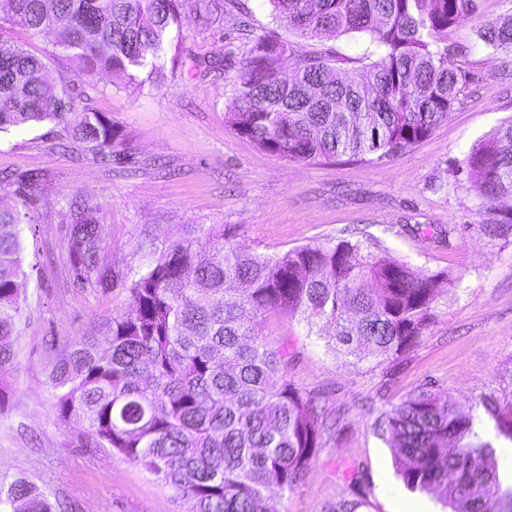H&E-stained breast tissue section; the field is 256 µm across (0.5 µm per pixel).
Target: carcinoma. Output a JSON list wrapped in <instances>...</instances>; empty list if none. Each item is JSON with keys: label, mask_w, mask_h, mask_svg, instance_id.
Listing matches in <instances>:
<instances>
[{"label": "carcinoma", "mask_w": 512, "mask_h": 512, "mask_svg": "<svg viewBox=\"0 0 512 512\" xmlns=\"http://www.w3.org/2000/svg\"><path fill=\"white\" fill-rule=\"evenodd\" d=\"M273 22L306 39L368 37L361 66L312 52L291 75L287 44L250 38L227 112L236 134L289 161H367L429 138L455 109L468 74L448 67V29L476 15V0H265ZM185 0H0V25L56 33L57 54L80 75L109 73L142 92L177 73L164 46L181 29ZM483 46L512 48V16L483 21ZM49 57L0 44V132L64 126L109 164L116 134L102 112L79 109L68 86L46 78ZM477 197L512 199V120L478 143L456 169ZM39 176L17 180V204L0 207V372L16 360L22 304L21 224ZM66 237L76 288H120L124 306L97 334L45 342L57 418L86 424L82 448L111 449L187 499L190 512H276L267 492L294 489L316 454L326 421L320 396L287 379L288 352L259 331L271 314L296 317L327 351L358 365L412 347L440 306V275L426 276L385 250L349 240L263 254L224 231L188 224L162 247L137 243L138 270L112 274L104 259L100 205L67 201ZM512 239V206L479 225ZM410 490L451 512H503L496 460L473 421L447 395L422 389L386 415ZM0 512H53L25 477L0 476Z\"/></svg>", "instance_id": "1"}]
</instances>
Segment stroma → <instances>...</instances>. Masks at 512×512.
I'll return each mask as SVG.
<instances>
[{
    "label": "stroma",
    "mask_w": 512,
    "mask_h": 512,
    "mask_svg": "<svg viewBox=\"0 0 512 512\" xmlns=\"http://www.w3.org/2000/svg\"><path fill=\"white\" fill-rule=\"evenodd\" d=\"M255 33L270 32L291 45L290 67L307 52L328 48L353 68L366 40L348 34L325 42L277 26L265 0H248ZM477 18L448 32L457 53L448 64L469 72L461 102L426 140L367 162L297 163L271 154L233 131L227 105L237 74L206 73L204 59H242L250 43L239 32V12L210 0L187 11L166 57L178 58L176 77L151 93L119 88L112 75L78 76L56 56L55 37L0 27V43L49 56L51 82L82 88L92 83L91 107L118 133L111 164L98 162L63 127L0 133V176L35 171L30 221L23 227L28 307L15 366L0 373V472L24 476L61 512H187L188 504L121 455L82 448L79 418L57 420L47 384L46 338L72 340L96 333L118 304L113 291L81 290L70 283L63 233L66 199L83 193L101 206L105 260L113 270L137 268L138 241L166 244L184 225L230 229L238 241L282 254L315 241H372L424 274H445L432 324L405 353L353 367L327 353L323 341L285 315L267 317L263 335L288 347V378L298 388L323 391L329 428L301 483L274 492L277 512H393L390 491L447 512L435 496L407 489L379 424L419 390L447 393L471 416L480 440L493 450L512 448L501 428L512 417V241L488 237L479 226L488 203L456 183L453 170L469 150L512 120V51L484 50L478 20L512 13V0H477ZM451 229L449 241L418 234L420 225Z\"/></svg>",
    "instance_id": "35a3bbf8"
}]
</instances>
